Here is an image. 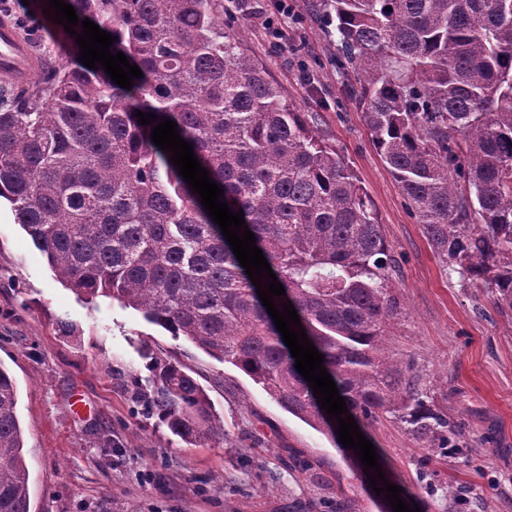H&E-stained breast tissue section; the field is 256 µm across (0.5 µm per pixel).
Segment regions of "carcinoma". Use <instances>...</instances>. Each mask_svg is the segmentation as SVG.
I'll return each instance as SVG.
<instances>
[{"label":"carcinoma","mask_w":512,"mask_h":512,"mask_svg":"<svg viewBox=\"0 0 512 512\" xmlns=\"http://www.w3.org/2000/svg\"><path fill=\"white\" fill-rule=\"evenodd\" d=\"M29 0L67 63L0 89V198L79 295L112 298L229 363L338 441L225 235L136 111L177 123L220 201L244 214L361 432L392 417L437 456L462 422L438 411L387 347L401 314L394 259L353 166L217 14L224 0H65L116 37L143 76L127 90L79 60L75 36ZM355 81L373 143L448 270L512 311V0H312ZM15 381L0 367V512H30ZM144 412L190 443L224 435L199 382L153 366Z\"/></svg>","instance_id":"1"}]
</instances>
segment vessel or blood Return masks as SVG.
<instances>
[{"label": "vessel or blood", "instance_id": "1", "mask_svg": "<svg viewBox=\"0 0 512 512\" xmlns=\"http://www.w3.org/2000/svg\"><path fill=\"white\" fill-rule=\"evenodd\" d=\"M40 76V61L31 45L9 18L0 17V83L24 88Z\"/></svg>", "mask_w": 512, "mask_h": 512}]
</instances>
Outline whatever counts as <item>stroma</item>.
<instances>
[{
	"label": "stroma",
	"mask_w": 512,
	"mask_h": 512,
	"mask_svg": "<svg viewBox=\"0 0 512 512\" xmlns=\"http://www.w3.org/2000/svg\"><path fill=\"white\" fill-rule=\"evenodd\" d=\"M269 41L249 11L222 14L243 49L289 103L321 116L320 128L357 172L397 261L404 311L388 343L412 361L436 405L463 419L446 456L392 418L369 430L402 501L421 512H512V312L493 288L446 270L378 155L344 85L335 46L308 7ZM187 367L224 421L223 437L189 444L142 413L154 361ZM0 366L18 387L32 512H393L367 474L322 433L280 408L259 386L186 339L107 297H78L0 203Z\"/></svg>",
	"instance_id": "obj_1"
}]
</instances>
